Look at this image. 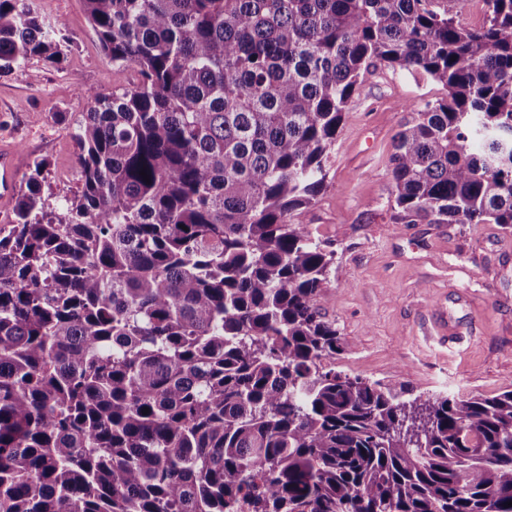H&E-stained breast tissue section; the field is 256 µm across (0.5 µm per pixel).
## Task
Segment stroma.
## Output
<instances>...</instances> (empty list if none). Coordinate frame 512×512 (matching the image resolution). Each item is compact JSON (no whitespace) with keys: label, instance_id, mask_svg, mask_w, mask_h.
Listing matches in <instances>:
<instances>
[{"label":"stroma","instance_id":"stroma-1","mask_svg":"<svg viewBox=\"0 0 512 512\" xmlns=\"http://www.w3.org/2000/svg\"><path fill=\"white\" fill-rule=\"evenodd\" d=\"M33 6L44 20H65L74 44L61 65L34 57L0 73V143L18 147L21 172L47 160L43 190L61 200L81 187V91H118L137 73L104 54L84 0ZM445 96L405 71L364 72L327 186L290 220L336 252L322 307L348 346L339 368L415 395L493 396L512 389V226L401 223L387 168L407 113Z\"/></svg>","mask_w":512,"mask_h":512}]
</instances>
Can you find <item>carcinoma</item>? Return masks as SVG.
I'll use <instances>...</instances> for the list:
<instances>
[{
	"label": "carcinoma",
	"instance_id": "cac0c4a2",
	"mask_svg": "<svg viewBox=\"0 0 512 512\" xmlns=\"http://www.w3.org/2000/svg\"><path fill=\"white\" fill-rule=\"evenodd\" d=\"M85 2L137 80L84 92L80 194L39 161L0 225V512H512V390L336 370V251L288 220L378 63L447 91L393 137L400 220L512 226V0ZM72 45L0 0V72Z\"/></svg>",
	"mask_w": 512,
	"mask_h": 512
}]
</instances>
